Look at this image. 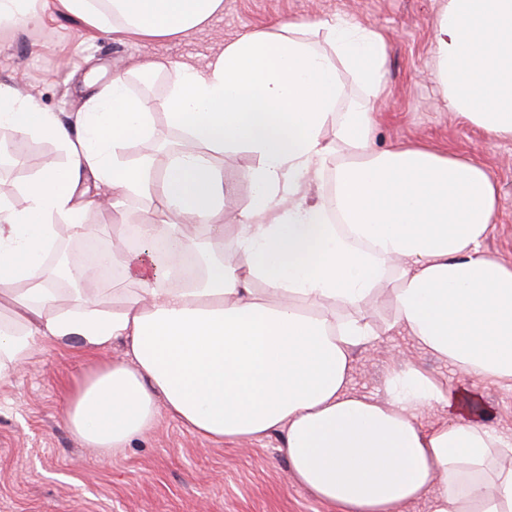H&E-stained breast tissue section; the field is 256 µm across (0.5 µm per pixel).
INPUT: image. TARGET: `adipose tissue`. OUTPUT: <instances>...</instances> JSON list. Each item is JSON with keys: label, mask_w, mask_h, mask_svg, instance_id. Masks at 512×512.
<instances>
[{"label": "adipose tissue", "mask_w": 512, "mask_h": 512, "mask_svg": "<svg viewBox=\"0 0 512 512\" xmlns=\"http://www.w3.org/2000/svg\"><path fill=\"white\" fill-rule=\"evenodd\" d=\"M60 2L103 33L144 40L200 31L224 9V0H109L107 12ZM321 31L326 52L311 39ZM433 43L445 107L512 138V0H447ZM385 62L384 38L362 24L288 19L225 43L202 68L146 64L144 76L171 75L165 106L192 142L158 180L151 156L123 157L130 138L150 139L153 109L126 74L66 121L0 84V127L19 142L51 139L68 156L24 178V206L0 194V295L23 322L0 325V375L43 339L89 352L119 343L123 358L66 398L70 430L101 454H122L163 408L215 443L280 435L293 483L340 512H403L425 498L433 512H512V430L471 411L475 381L512 384V265L483 247L497 184L471 157L371 149L378 116L366 99L383 92ZM342 65L364 97L345 100ZM340 143L355 158L336 167L332 205L305 203L303 181ZM239 148L259 164L248 173L252 204L228 235L216 159ZM130 194L155 197L160 213L141 227L144 249L111 253L123 303L107 312L79 297L61 308L45 279L60 229L84 235L86 209ZM162 233L206 254L204 280L163 285L148 250ZM392 277L394 313L379 331L362 306ZM339 304L358 312L336 319ZM385 331L449 362L456 383L398 362L383 398L354 392L353 351ZM430 411L442 418L423 425Z\"/></svg>", "instance_id": "1"}]
</instances>
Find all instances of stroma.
Returning a JSON list of instances; mask_svg holds the SVG:
<instances>
[{"label": "stroma", "mask_w": 512, "mask_h": 512, "mask_svg": "<svg viewBox=\"0 0 512 512\" xmlns=\"http://www.w3.org/2000/svg\"><path fill=\"white\" fill-rule=\"evenodd\" d=\"M446 0H224V11L204 31L188 37L140 41L109 36L68 13L59 0H40L33 23L0 29V83L11 84L42 108L68 115L88 97L87 77L107 84L113 69L130 70L129 87L153 100L152 133L161 138L170 76L144 79L140 64L152 57L205 61L225 41L282 19H345L387 40L385 90L368 98L379 115L372 147L424 142L433 151L479 160L500 187L498 221L487 251L512 263V139L467 124L445 108L433 79V24ZM66 154L55 142L34 138L15 144L0 127V193L24 205L21 174ZM256 157L224 154L221 172L228 207L246 210L253 188L247 178ZM155 203L133 196L112 218L97 209L83 215L88 228L122 234L127 224L154 215ZM115 345L94 354L42 340L30 360L0 378V512H336L290 480L280 436L235 443L205 441L160 412L154 430L133 440L124 454L104 456L84 447L67 426L66 391L91 367L122 355ZM352 386L374 398L392 358L448 381L453 368L419 349L403 334L382 336L353 353Z\"/></svg>", "instance_id": "1"}]
</instances>
